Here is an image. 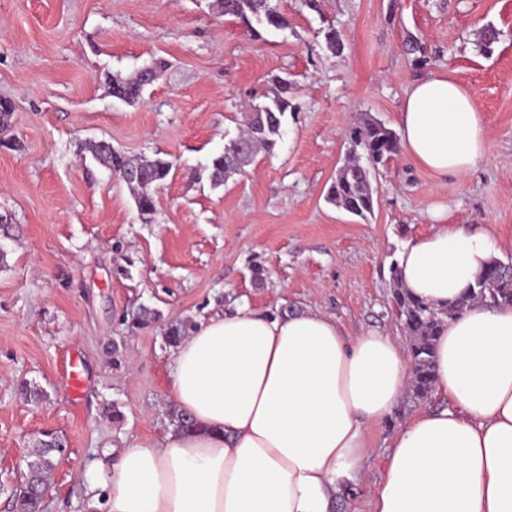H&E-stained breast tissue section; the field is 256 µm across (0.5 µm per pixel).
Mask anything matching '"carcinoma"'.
Segmentation results:
<instances>
[{"mask_svg":"<svg viewBox=\"0 0 512 512\" xmlns=\"http://www.w3.org/2000/svg\"><path fill=\"white\" fill-rule=\"evenodd\" d=\"M218 7L222 13L240 18L255 34L259 26L277 30L288 27L287 18L273 0H218ZM107 80L112 97L125 103L137 101L147 86L141 75L131 80H117L109 75ZM266 99L267 102L255 105L252 112L244 115L241 134L225 144L224 151L211 159L207 170L212 185H221L242 171L245 163L259 151H272L282 136L286 115L300 111L291 92V83L285 78L276 79L272 94ZM348 139L352 145L349 160L330 183L326 199L364 219L374 210L371 167L397 154L399 142L392 130L374 120H366L352 128ZM84 149L100 166L120 179L128 170L133 173L134 178L127 186L135 197L139 216L148 219L155 209L154 189L165 183L173 163L161 157L130 158L112 148H103L96 141L85 144ZM392 298L409 339L410 392L412 398L424 400L432 393L435 343L445 323L473 301L489 306L512 305V262L493 260L479 276L470 294L445 307H435L416 299L403 288L394 289ZM62 447L56 434L45 433L44 438L31 449L27 478L36 485L45 480L54 468V454ZM41 509L42 500L37 494L26 488L21 490L15 512H41Z\"/></svg>","mask_w":512,"mask_h":512,"instance_id":"1","label":"carcinoma"}]
</instances>
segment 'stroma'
Listing matches in <instances>:
<instances>
[{
	"label": "stroma",
	"mask_w": 512,
	"mask_h": 512,
	"mask_svg": "<svg viewBox=\"0 0 512 512\" xmlns=\"http://www.w3.org/2000/svg\"><path fill=\"white\" fill-rule=\"evenodd\" d=\"M211 0H0V98L13 112L0 145V512L30 449L52 432L43 512H91L85 497L121 448H155L172 429L167 395L171 326L239 304L318 308L351 335L373 328L406 341L392 303L391 266L436 224L492 232L512 261V0H276L282 30L252 33ZM499 38L482 52L485 27ZM335 28L343 50L324 32ZM164 62L133 104L106 75ZM459 82L488 119L477 170L441 178L405 154L378 164L374 212L326 199L366 119L396 129L413 83ZM277 77L300 106L274 150L212 186L211 158L243 127ZM110 141L173 169L143 221L127 186L82 151ZM159 319L134 327L132 313ZM84 379L66 388L69 361ZM29 384L40 393L27 399ZM422 407L404 395L372 427L367 482L338 512H367L394 430Z\"/></svg>",
	"instance_id": "1"
}]
</instances>
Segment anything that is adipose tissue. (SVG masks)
<instances>
[{
  "instance_id": "adipose-tissue-1",
  "label": "adipose tissue",
  "mask_w": 512,
  "mask_h": 512,
  "mask_svg": "<svg viewBox=\"0 0 512 512\" xmlns=\"http://www.w3.org/2000/svg\"><path fill=\"white\" fill-rule=\"evenodd\" d=\"M400 147L438 176L485 160L487 119L453 78L417 80L398 114ZM498 249L489 231L438 225L397 259L398 280L444 305L474 286ZM411 365L394 336L347 334L332 316L240 305L175 347L168 394L198 430L120 449L105 512H335L372 454L366 432L405 393ZM434 389L395 431L369 512H512V306L473 302L436 341Z\"/></svg>"
}]
</instances>
